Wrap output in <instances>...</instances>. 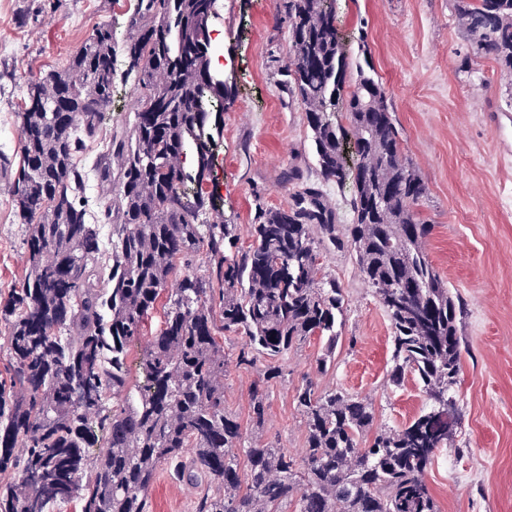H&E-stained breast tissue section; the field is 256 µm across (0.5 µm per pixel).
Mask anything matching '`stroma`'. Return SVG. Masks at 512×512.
Masks as SVG:
<instances>
[{"label":"stroma","mask_w":512,"mask_h":512,"mask_svg":"<svg viewBox=\"0 0 512 512\" xmlns=\"http://www.w3.org/2000/svg\"><path fill=\"white\" fill-rule=\"evenodd\" d=\"M130 15L125 0H0V151H22L17 111L27 79L63 69L99 26H113L125 39ZM336 25L366 36L404 145L429 189L420 209L433 226L427 253L466 304L458 423L426 473L437 512H512V74L489 59L459 69L468 42L454 0H336ZM211 28L218 35L215 73L233 90L214 181L225 223L245 227L256 205L290 202L295 188L282 181L284 169L310 175L316 161L302 108L283 84L284 0H218ZM24 234L11 185L0 178V302L25 279ZM322 271L345 291L343 333L356 344L338 346L325 372L317 368L316 338L282 361L260 438L279 441L297 458L305 429L294 389L303 379L367 397L382 429L401 428L427 403L414 380L388 385L390 325L349 254L327 255ZM259 373L232 363L224 372V406L244 425ZM197 497L165 465L151 510L194 512Z\"/></svg>","instance_id":"obj_1"}]
</instances>
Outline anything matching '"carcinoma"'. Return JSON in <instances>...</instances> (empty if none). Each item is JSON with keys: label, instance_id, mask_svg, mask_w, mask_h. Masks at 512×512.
I'll return each mask as SVG.
<instances>
[{"label": "carcinoma", "instance_id": "cac0c4a2", "mask_svg": "<svg viewBox=\"0 0 512 512\" xmlns=\"http://www.w3.org/2000/svg\"><path fill=\"white\" fill-rule=\"evenodd\" d=\"M216 2L139 0L125 42L100 27L64 69L28 79L22 158L15 166L0 154L26 223L27 261L22 288L0 304L12 366L0 382V470L22 463L0 490V512L66 502L80 512H150L164 463L200 489L195 512H437L425 475L452 438L441 411L462 373L466 307L426 252L432 225L418 207L428 188L368 43L359 37L363 61L351 64L332 10L287 0L285 84L303 106L318 175L285 172L297 185L291 202L256 205L245 248L239 225L224 223L205 191L231 94L210 69ZM455 8L468 41L461 67L490 57L512 72V0H455ZM119 53L141 108L109 136L96 168L107 192L118 190L117 215L108 203L91 224L81 156L112 100ZM337 112L352 138L333 121ZM187 154L189 168L179 163ZM348 182L344 224L324 186ZM101 224L112 225L109 258ZM328 251L354 259L388 318L389 384L414 376L428 405L403 428L376 431L368 398L304 379L294 395L306 429L296 460L277 442L248 444L224 407L228 359L218 337L242 335L236 366L264 361L249 411L261 429L280 361L316 336L324 372L342 342L343 288L314 274ZM162 299L133 392L127 349Z\"/></svg>", "mask_w": 512, "mask_h": 512}]
</instances>
